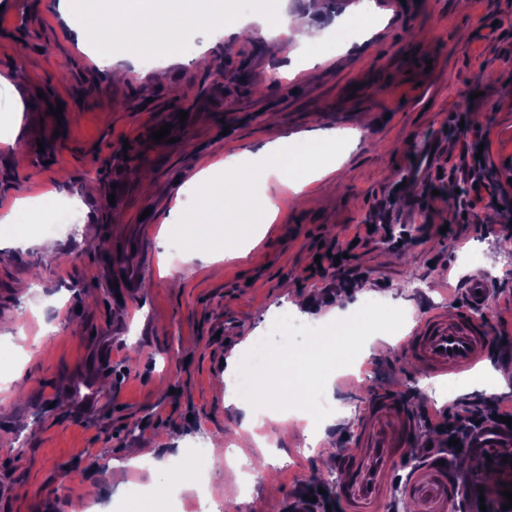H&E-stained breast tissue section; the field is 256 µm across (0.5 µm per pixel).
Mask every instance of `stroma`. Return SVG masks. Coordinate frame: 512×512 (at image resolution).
<instances>
[{
	"label": "stroma",
	"mask_w": 512,
	"mask_h": 512,
	"mask_svg": "<svg viewBox=\"0 0 512 512\" xmlns=\"http://www.w3.org/2000/svg\"><path fill=\"white\" fill-rule=\"evenodd\" d=\"M372 5L377 31L360 54L314 42L313 55L329 63L290 79L271 77L278 42L243 40L229 51L188 30L111 82L69 37L54 0H0V77L17 44L28 46L20 75L0 80V123L17 99L35 103L21 148L0 149V211H14L13 227H0V345L16 352L0 362V512H86L91 498L100 512H124L125 489L145 479L125 468L129 449L153 455L222 440L238 423L219 384L229 358L271 312L304 297L308 323L331 331L340 297L417 313L451 306L468 280L497 279L503 292L487 327L509 342L491 367L512 386V215L486 201L453 224L448 211V175L466 141L482 145L500 200L512 203V0ZM56 103L58 118L48 111ZM165 124L171 142H154ZM336 128L361 132L341 169L283 199L245 259L218 269L185 261L186 250L222 243L166 223L189 202L201 162L277 137L302 155L305 133ZM62 191L78 201L75 220L46 252L36 244L44 229L13 204L52 207ZM418 224L429 234L407 240ZM364 231L370 241L353 250L348 284L337 287L336 270L316 259ZM164 254L180 287L158 277ZM381 321L366 317L358 369H345L340 353L311 383L352 423L320 421L326 436L309 452L302 424L270 427L280 490L269 496L254 482L257 512H288L306 483L335 492L336 456L378 394H418L431 413L448 400L427 387L451 384L468 398L463 377L430 376L403 339L385 355L367 352Z\"/></svg>",
	"instance_id": "35a3bbf8"
}]
</instances>
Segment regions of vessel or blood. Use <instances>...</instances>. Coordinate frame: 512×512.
<instances>
[{
	"instance_id": "obj_1",
	"label": "vessel or blood",
	"mask_w": 512,
	"mask_h": 512,
	"mask_svg": "<svg viewBox=\"0 0 512 512\" xmlns=\"http://www.w3.org/2000/svg\"><path fill=\"white\" fill-rule=\"evenodd\" d=\"M466 294L469 304L425 313L417 329L406 341L410 357L427 369L429 375H462L483 364L493 352V339L487 327L477 321L471 303L488 306L490 296L484 281L471 280ZM419 437L418 413L402 396L382 394L367 404L364 418L353 436L349 453L340 456L345 479L336 495L344 512H386V489L391 483L401 451ZM500 481L512 487V465L504 458L511 454L502 436L481 437L477 443ZM404 494L417 512H448L460 501L479 505L497 492L480 489L477 478L460 477L455 469L427 461L412 471Z\"/></svg>"
}]
</instances>
